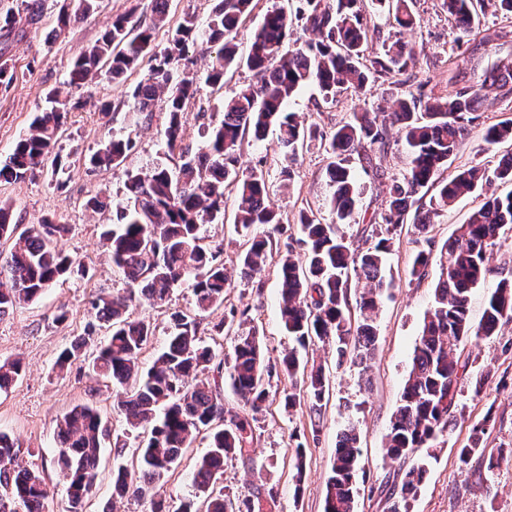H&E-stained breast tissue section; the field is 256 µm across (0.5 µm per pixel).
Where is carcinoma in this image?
I'll use <instances>...</instances> for the list:
<instances>
[{"label":"carcinoma","instance_id":"cac0c4a2","mask_svg":"<svg viewBox=\"0 0 512 512\" xmlns=\"http://www.w3.org/2000/svg\"><path fill=\"white\" fill-rule=\"evenodd\" d=\"M97 2L69 0L58 14L57 27L90 16ZM215 2L205 29H199L195 18L188 15L159 51L153 47L154 33L166 21L168 0H152L149 23L135 18V7L113 18L95 43L75 59L67 81L79 87L104 71L119 82L141 57L149 56L147 77L129 92L130 101L133 111L147 120L156 104L163 103V140L168 156L176 162L126 170L125 199L115 204L116 222L101 237L113 268L135 289L140 301L161 306L176 288L188 283L200 315L223 305L224 295L234 287L231 273L217 261L216 251L204 244L203 236L205 225L224 223L225 191L235 195V224L244 238L240 279L250 280L265 272L272 233L279 229L265 172L238 166L237 152L244 138L250 134L259 140L273 127L278 148L294 154L319 136L313 124L285 111L300 90L315 84L327 99L343 90L362 92L372 73H399L415 55L412 46L396 39L383 42V53L365 64L370 37L362 22L361 0H296L294 18L316 38L288 50V14L273 7L263 15L244 55L236 39L239 26L251 16L253 0ZM377 2L392 12L400 28L417 24L412 0ZM443 6L459 30L467 33L484 0H443ZM17 23L13 11L0 12L1 88L10 87L15 79L4 44L16 34ZM198 41L215 49L206 75L212 87L223 89L224 74L242 67L257 80L241 85L224 99L223 117L206 126L204 141L195 148L185 143L183 115L196 95L198 75L184 59L188 44ZM511 92L512 66L495 64L479 83L455 97L397 98L382 121L368 111L353 113L324 144L331 188L327 204L336 220L323 224L313 211L301 212L298 224L306 252L302 257L286 254L277 270L280 319L301 348L327 345L339 363L352 349L368 354L376 342L372 315L383 291L390 287L383 271L391 238L383 237L355 253L340 232L341 225L356 222L355 205L361 195L351 167L353 156L361 155L368 145L385 148L389 126L397 128L405 142L408 169L402 179L393 181L382 215L388 233L411 223L417 234L425 236L441 208L476 190L484 192L480 208L440 249L434 303L423 319L400 404L386 434L387 455L406 464L389 488L390 512H409L410 499L419 489L425 465L407 464L414 450L435 447L439 436L452 430L461 385L469 376L468 362L461 360V344L471 336H495L501 325L512 322V282L507 279L499 282L488 299L479 326L472 327L469 318L470 294L493 272L490 256L506 226H512V191L502 195L492 189L496 181L512 184V154L501 158L491 176L482 167L440 176L480 119L482 102ZM70 109L69 100L60 97L59 91L50 94L49 106L37 113L29 132L0 165V181L24 180L48 164L63 166L56 144ZM509 137L512 118L488 127L485 142L494 145ZM133 148L129 138H110L90 157L87 171L124 167ZM69 232V225L49 218L20 231L12 223L10 206L0 203V238L10 241L9 255L0 263V318L60 281L85 276L83 264L59 248V241ZM352 274L363 283L356 303L365 315L355 326L347 314ZM131 300L123 295L94 297L95 322L88 323L83 336L57 359L61 370L84 363L92 379L111 382L127 424L148 431L146 441L134 449L131 465L115 468L112 496L150 495L151 512H168L163 500L153 498L154 489L179 465L198 434L207 431L210 449L196 463L194 473L200 506L195 508L189 501L179 512H255L251 500H232L215 488L224 474V461L250 444L246 422L225 417L224 403L210 381L188 384L192 376L221 369L224 360L204 345L198 318L176 313L167 344L152 366L143 368L140 357L152 344L154 332L149 321L128 314ZM246 315L241 312L238 320L230 379L244 405L257 413L268 397L265 375L269 369L259 331L245 327ZM98 324L109 329L99 345L92 339ZM282 365L289 376L301 375L302 392L312 412L320 414L326 395L324 368L308 366L294 348L284 353ZM20 373L19 361L1 362L0 391H7ZM486 425L484 420L473 426L468 443L458 449L461 463L484 454ZM108 436V428L92 405L78 404L64 415L56 463L68 478L66 512H84V501L96 488L101 448ZM359 456L357 429L350 426L337 436L324 512H354ZM47 497L42 477L23 463L9 434L0 431V512H14L16 500L21 512H43Z\"/></svg>","mask_w":512,"mask_h":512}]
</instances>
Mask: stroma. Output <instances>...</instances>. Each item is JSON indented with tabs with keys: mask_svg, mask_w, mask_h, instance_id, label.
Here are the masks:
<instances>
[{
	"mask_svg": "<svg viewBox=\"0 0 512 512\" xmlns=\"http://www.w3.org/2000/svg\"><path fill=\"white\" fill-rule=\"evenodd\" d=\"M62 4L63 0H44L40 23L27 28L24 36L8 47L15 80L9 88H0V165L19 137L28 131L35 113L46 106L49 92L58 89L76 103L59 139L65 167H48L25 180L0 183V202L11 207L14 220L21 227L41 223L47 217L69 225L70 232L61 246L84 262L90 273L86 279L54 285L39 299L19 305L0 319V362L17 359L22 364L18 380L8 391L0 392V431L14 439L23 462L40 467L50 488L44 512H65L67 481L51 463L58 447L57 426L75 405H96L110 436L101 451L99 480L85 505L86 512H104L108 507L113 512H150L148 500L128 498L116 502L111 497L112 471L118 462L115 441L125 442L130 450L140 442L111 389L94 386L76 367L57 373L55 362L61 350L90 321V297L127 290L100 245V234L112 222L113 211L111 207L98 212L87 209V196L102 193L112 204L119 202L126 192V168L146 167L166 159L162 108H155L149 121L134 122L131 114L128 92L147 75L148 61H141L122 83L101 76L71 87L66 83L68 71L73 58L97 40L114 16L133 8L138 16L146 18L152 4L150 0H101L98 12L58 33L54 27ZM213 7L214 0H168L167 24L157 30L155 47L164 48L169 31L186 16L207 24ZM413 10L417 26L402 31L393 16L373 5L372 0H363V21L373 34L372 52H379L383 41L395 36L415 46L416 56L402 74L374 76L369 92L349 89L328 102L317 87L309 86L288 103V111L328 132L350 120L353 113L365 109L387 111L395 98L419 94L454 96L476 81L487 64L512 62V48L502 46L498 39L500 31L512 30V19L497 11L492 0H487L471 36L457 31L443 0H413ZM253 78L251 71L242 68L228 73L219 91L199 82L196 97L185 114L187 143H200L202 126L221 119L223 98ZM479 112L480 120L449 161L448 173L473 166L495 169L500 157L512 151L510 142L490 146L484 140L488 126L512 118V94L484 101ZM128 135L135 139L136 149L127 167L85 173V160L105 140ZM407 163L405 144L394 132L390 133L384 152L373 153L368 160H355L362 195L355 223L342 227L352 250H366L377 241L380 227L372 219L385 210L389 188L393 180L402 177ZM238 164L244 169L263 166L269 183L277 189L272 201L281 224L272 239L271 257L262 279L236 281L223 306L205 313L201 319L203 340L227 358L233 351L234 336L220 330L219 324L227 320L230 309L246 311L262 336L272 367L268 399L263 411L255 416L234 392L229 368L208 374L219 387L226 416L253 421L248 452L225 460L219 485L231 498L252 499L261 512H324L336 436L352 425L361 439L355 512H388L381 488L398 467L386 455L385 436L439 275V263L434 260L423 279H414L410 275L412 262L428 243L439 246L454 237L484 196L475 192L448 205L435 216L429 237H420L409 224L397 229L386 271L392 286L386 290L374 317L377 341L370 356L361 362L350 354L340 363L331 350L319 344L306 352L307 358L324 364L329 382V394L322 415L317 418L311 413L308 400H301L291 410L281 401L292 381L279 360L292 342L281 325L276 269L286 253L304 251L297 222L302 208L312 207L322 223L334 220L326 204L330 195L325 173L327 154L320 143L314 142L297 154L284 155L278 152L276 134L271 131L261 142L245 138ZM224 210L223 223L206 225L204 236L207 244L220 247V262L234 272L239 266L242 238L234 224L233 194H225ZM491 265L492 274L471 296L469 315L475 324L482 318L488 295L502 279L512 277V231L503 238ZM63 310L68 318L61 322L57 316ZM132 311L155 327L153 342L141 357L147 368L167 341L171 313L194 314V296L191 288L184 286L174 290L164 307L136 303ZM460 352L469 362L472 378L481 376L482 384L474 386L472 379L465 382L456 426L450 434L438 438L436 457L427 466L411 512H512V324L503 326L497 336L465 340ZM482 420L487 423L482 441L486 456L502 460L490 484L484 479L483 459H472L465 466L457 459V450L467 443L473 424ZM298 446L304 450L306 465V477L299 487L294 484L292 468V456ZM208 449V439L197 438L165 479L160 494L174 510L182 501L195 498V464Z\"/></svg>",
	"mask_w": 512,
	"mask_h": 512,
	"instance_id": "35a3bbf8",
	"label": "stroma"
}]
</instances>
